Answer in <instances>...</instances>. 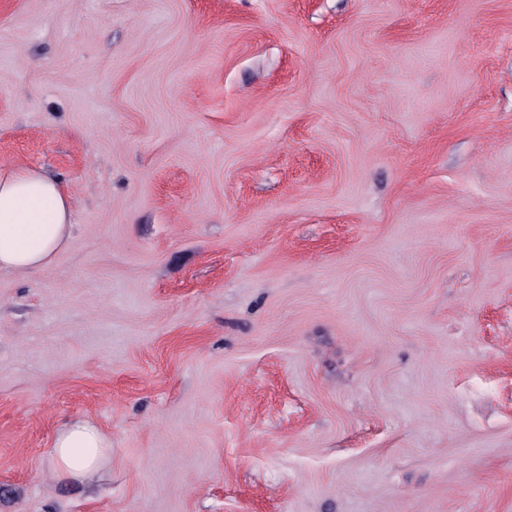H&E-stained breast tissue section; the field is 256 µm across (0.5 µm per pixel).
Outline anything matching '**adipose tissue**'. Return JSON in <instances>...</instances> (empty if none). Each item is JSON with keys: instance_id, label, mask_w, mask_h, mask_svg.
Here are the masks:
<instances>
[{"instance_id": "obj_1", "label": "adipose tissue", "mask_w": 512, "mask_h": 512, "mask_svg": "<svg viewBox=\"0 0 512 512\" xmlns=\"http://www.w3.org/2000/svg\"><path fill=\"white\" fill-rule=\"evenodd\" d=\"M69 198L56 179L33 169L0 168V271L26 272L49 265L72 239ZM108 438L94 424L77 420L54 440L58 476L98 471Z\"/></svg>"}]
</instances>
